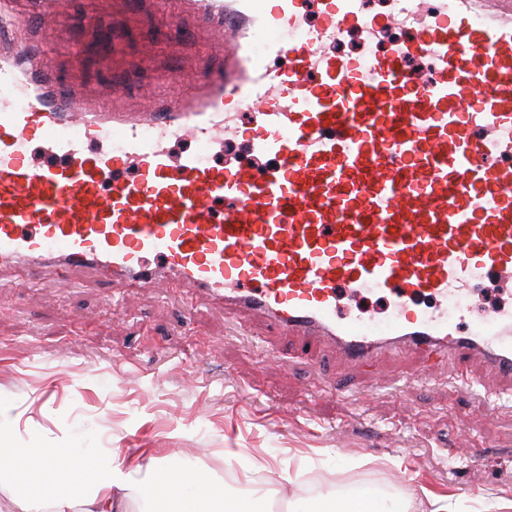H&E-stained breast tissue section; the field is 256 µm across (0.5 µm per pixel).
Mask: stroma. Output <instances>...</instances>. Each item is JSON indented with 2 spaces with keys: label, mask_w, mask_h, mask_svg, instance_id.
Masks as SVG:
<instances>
[{
  "label": "stroma",
  "mask_w": 512,
  "mask_h": 512,
  "mask_svg": "<svg viewBox=\"0 0 512 512\" xmlns=\"http://www.w3.org/2000/svg\"><path fill=\"white\" fill-rule=\"evenodd\" d=\"M69 13L15 34L56 48L65 82L121 109L157 87L186 94L175 73L214 57L217 33L182 0H70ZM165 13L178 16V39ZM109 30L117 38L101 42ZM478 369L424 371L410 359L354 369L321 346L302 356L265 319L175 281L0 272V397L14 404L16 447L180 460L235 475L229 494L254 488L286 503L371 485L413 498L418 512L430 494L450 497L454 512L512 500V403L489 410L460 384Z\"/></svg>",
  "instance_id": "1"
}]
</instances>
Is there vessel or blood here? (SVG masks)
Masks as SVG:
<instances>
[{
	"instance_id": "1",
	"label": "vessel or blood",
	"mask_w": 512,
	"mask_h": 512,
	"mask_svg": "<svg viewBox=\"0 0 512 512\" xmlns=\"http://www.w3.org/2000/svg\"><path fill=\"white\" fill-rule=\"evenodd\" d=\"M186 4L214 64L125 112L61 85L0 0V266L174 278L356 366L473 354L512 386V307L473 314L475 282H512V0ZM239 138L254 161L211 163ZM343 293L383 295L387 329L338 320Z\"/></svg>"
}]
</instances>
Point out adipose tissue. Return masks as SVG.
I'll list each match as a JSON object with an SVG mask.
<instances>
[{"mask_svg": "<svg viewBox=\"0 0 512 512\" xmlns=\"http://www.w3.org/2000/svg\"><path fill=\"white\" fill-rule=\"evenodd\" d=\"M0 400V489L20 512H127L131 496L139 512H247L241 498L225 493L207 470L174 461L142 465L121 449L91 457L76 448L15 447V421ZM408 501L388 502L374 489L290 502L289 512H408Z\"/></svg>", "mask_w": 512, "mask_h": 512, "instance_id": "obj_1", "label": "adipose tissue"}]
</instances>
